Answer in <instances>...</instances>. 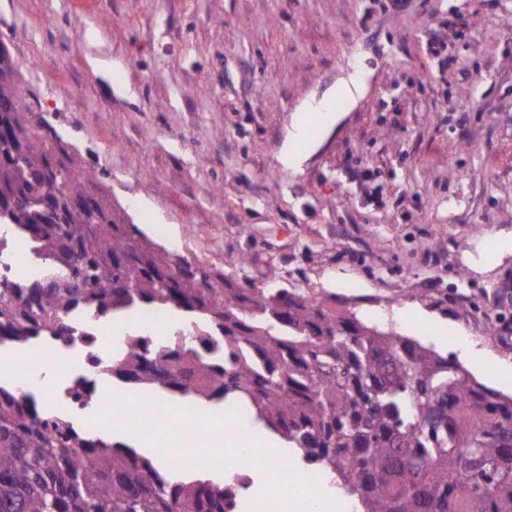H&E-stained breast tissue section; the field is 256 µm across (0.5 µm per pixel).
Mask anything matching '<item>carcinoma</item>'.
Wrapping results in <instances>:
<instances>
[{
    "mask_svg": "<svg viewBox=\"0 0 512 512\" xmlns=\"http://www.w3.org/2000/svg\"><path fill=\"white\" fill-rule=\"evenodd\" d=\"M0 48V252L31 258L0 280V345L63 339L129 311L180 312L179 341L127 338L112 378L190 400L240 397L321 464L364 512H512V399L420 343L286 288H240L112 209L42 113L23 112ZM220 339L201 360L188 340ZM83 452L78 453L76 449ZM0 512H225L224 488L76 430L0 384Z\"/></svg>",
    "mask_w": 512,
    "mask_h": 512,
    "instance_id": "carcinoma-1",
    "label": "carcinoma"
}]
</instances>
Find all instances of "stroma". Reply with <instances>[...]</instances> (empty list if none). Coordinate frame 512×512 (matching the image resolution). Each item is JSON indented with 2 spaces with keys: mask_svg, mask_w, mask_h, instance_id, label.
I'll list each match as a JSON object with an SVG mask.
<instances>
[{
  "mask_svg": "<svg viewBox=\"0 0 512 512\" xmlns=\"http://www.w3.org/2000/svg\"><path fill=\"white\" fill-rule=\"evenodd\" d=\"M439 36L447 66L428 54ZM23 106L115 210L241 286L268 283L469 365L512 356V0H0ZM301 173L278 154L353 68ZM450 318L438 345L405 304ZM362 89V73L359 70H355L337 84L336 95L342 97L347 102H353L361 94Z\"/></svg>",
  "mask_w": 512,
  "mask_h": 512,
  "instance_id": "obj_1",
  "label": "stroma"
}]
</instances>
